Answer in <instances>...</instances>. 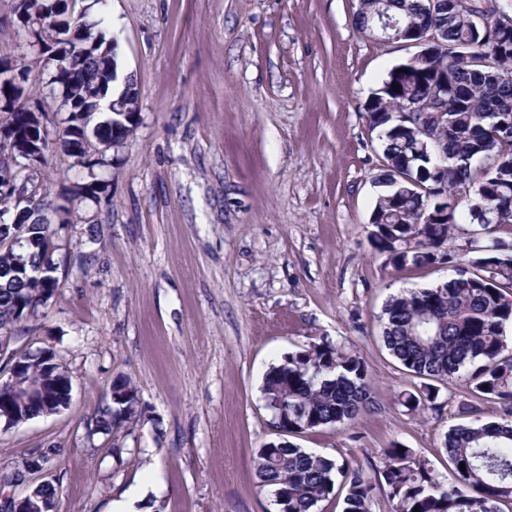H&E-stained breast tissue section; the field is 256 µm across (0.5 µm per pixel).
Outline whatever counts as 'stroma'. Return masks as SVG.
Returning a JSON list of instances; mask_svg holds the SVG:
<instances>
[{"instance_id": "obj_1", "label": "stroma", "mask_w": 512, "mask_h": 512, "mask_svg": "<svg viewBox=\"0 0 512 512\" xmlns=\"http://www.w3.org/2000/svg\"><path fill=\"white\" fill-rule=\"evenodd\" d=\"M0 0V57L33 88L49 69ZM357 0H108L138 116L103 187L57 224L63 288L23 343L68 371L67 409L0 427V472L47 443L58 512H106L143 485L150 512H274L256 484V448L275 439L261 394L269 366L326 336L369 367L381 412L296 436L363 463L399 445L451 476L444 437L460 403L498 407L465 386L436 409L384 348L378 316L405 288L446 281L444 267L397 272L371 237L380 151L363 105L407 49L352 24ZM38 178L53 194L87 180L54 151ZM126 377L141 417L119 437L92 432L103 390Z\"/></svg>"}]
</instances>
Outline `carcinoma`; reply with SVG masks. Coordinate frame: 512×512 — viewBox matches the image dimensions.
<instances>
[{"instance_id": "1", "label": "carcinoma", "mask_w": 512, "mask_h": 512, "mask_svg": "<svg viewBox=\"0 0 512 512\" xmlns=\"http://www.w3.org/2000/svg\"><path fill=\"white\" fill-rule=\"evenodd\" d=\"M27 16L40 25V47L56 54L47 81L60 91L70 113L89 98L108 104L117 69L113 47L99 30L102 20L80 18L66 31L59 25L58 0H23ZM456 0H358L355 28L363 33L386 13L404 23L421 17L440 42L436 51L394 66L365 103L370 132L381 154L374 180L382 187L372 216L375 249L396 271L445 266L448 280L434 287L404 289L389 297L380 315L382 341L409 375L424 380L409 392L411 407L434 404L440 386L462 384L479 399L500 405L498 420L463 422L445 436L443 448L456 481L436 474L412 451L387 448L381 464L365 466L302 448L289 437L319 428L351 426L380 410L366 362L345 353L328 337L270 367L262 383L265 407L281 437L256 450L258 487L273 498L277 512H321V503L342 499L341 512H374L377 495L392 512H503L512 505V11L482 19L457 13ZM397 90H392V87ZM444 88L449 122L429 125L421 114L399 112L401 104H433V89ZM122 116L98 115L102 126L65 121L60 150L89 169L109 165L98 146L128 138ZM5 124L24 136L30 113H9ZM423 142L426 150H416ZM447 156L443 176L430 175L431 158ZM62 209L51 193L30 204L0 189V236L15 235L23 251L0 248V339L24 334V322L59 288L62 279L34 283L29 267L49 265L45 242L55 236L51 214ZM463 223L478 226L464 248L452 245ZM52 351L39 349L0 385V424L11 428L55 413L67 405L70 375L47 365ZM140 398L126 379L105 389L95 415L96 430L112 433L134 426ZM465 464L460 470L459 464Z\"/></svg>"}]
</instances>
